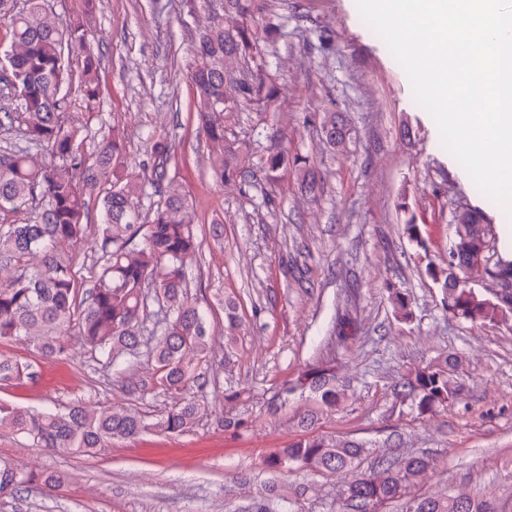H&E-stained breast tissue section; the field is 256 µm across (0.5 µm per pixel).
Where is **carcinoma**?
Wrapping results in <instances>:
<instances>
[{
    "label": "carcinoma",
    "instance_id": "cac0c4a2",
    "mask_svg": "<svg viewBox=\"0 0 512 512\" xmlns=\"http://www.w3.org/2000/svg\"><path fill=\"white\" fill-rule=\"evenodd\" d=\"M251 0H200L210 15L194 43L198 63L191 71L194 108L208 151L210 170L218 183L251 184L250 164L241 146L228 136L239 106L261 104L276 97L277 87L261 73L224 81V73L240 60L255 58L274 34L250 19ZM0 19L11 35V50L0 79L17 93L21 111L0 112V212L25 214L18 224H0V341L27 340L42 358H57L69 349L71 336L88 348L106 368L134 366L146 359L150 376L132 383L144 391L153 383L174 403L156 415L122 406L96 408L76 402L65 411L37 412L0 399V431L20 436L38 448L88 456L112 441L131 440L145 432L176 435L189 431L205 400L183 394L200 393L211 384L207 376L215 358V336L188 292L185 259L199 253L201 241L192 219L193 202L183 182L170 174L178 161L172 144L157 137L151 145L149 169L129 170L125 138L119 127L96 146L84 150L87 130L64 116L61 95L70 60L82 64L85 108L99 101L98 58L80 21L63 27L46 12L44 0H0ZM321 131L334 149L343 147L345 125L336 113L323 118ZM50 161L39 163L32 151ZM268 178L288 170V149L259 159ZM101 222L95 228V267L91 287L80 292L71 247L90 227L86 197L101 185ZM159 193L149 220L139 209L147 187ZM404 233L419 253H428L420 225L409 220ZM490 225L480 212L463 209L453 225L448 265L427 263V272L443 294V307L459 320L479 325L512 321V262H491L485 255ZM488 276L503 285L490 299L459 281ZM396 318L413 319L407 294L388 289ZM237 307L224 302V332L233 340ZM462 360L441 354L409 370L398 395L410 398L411 409L423 416L447 409L464 392ZM32 377L29 365L0 356V386L17 385ZM305 400L297 419L300 435L267 456L272 472L292 470L349 474L336 494L334 512H387L395 502L401 512H505L498 501L464 487L421 496L413 489L432 468L424 452L382 454L374 466L360 471L366 444L312 432L317 421L336 412L345 391L336 381V363L315 361L282 384L278 396ZM218 429L238 433L251 419L234 408L216 419ZM67 480L62 472L21 468L0 458V496H15L33 486L56 490ZM303 493L288 486L266 487L242 512H302Z\"/></svg>",
    "mask_w": 512,
    "mask_h": 512
}]
</instances>
